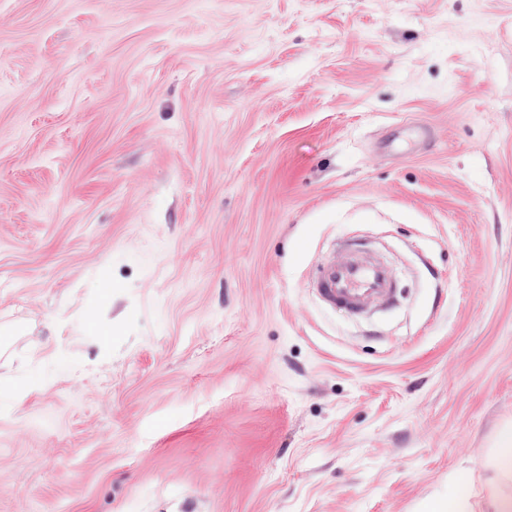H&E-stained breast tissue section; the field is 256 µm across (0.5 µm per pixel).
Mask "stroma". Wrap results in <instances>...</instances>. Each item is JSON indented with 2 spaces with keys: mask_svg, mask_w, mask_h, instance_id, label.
<instances>
[{
  "mask_svg": "<svg viewBox=\"0 0 512 512\" xmlns=\"http://www.w3.org/2000/svg\"><path fill=\"white\" fill-rule=\"evenodd\" d=\"M507 429L512 0H0V512H493ZM314 287L327 306L361 316L394 303L396 272L376 253L360 244L345 242L320 266Z\"/></svg>",
  "mask_w": 512,
  "mask_h": 512,
  "instance_id": "1",
  "label": "stroma"
}]
</instances>
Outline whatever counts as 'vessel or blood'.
I'll use <instances>...</instances> for the list:
<instances>
[{"instance_id":"vessel-or-blood-1","label":"vessel or blood","mask_w":512,"mask_h":512,"mask_svg":"<svg viewBox=\"0 0 512 512\" xmlns=\"http://www.w3.org/2000/svg\"><path fill=\"white\" fill-rule=\"evenodd\" d=\"M315 292L327 306L360 316L395 301L396 272L376 253L346 242L320 266Z\"/></svg>"}]
</instances>
